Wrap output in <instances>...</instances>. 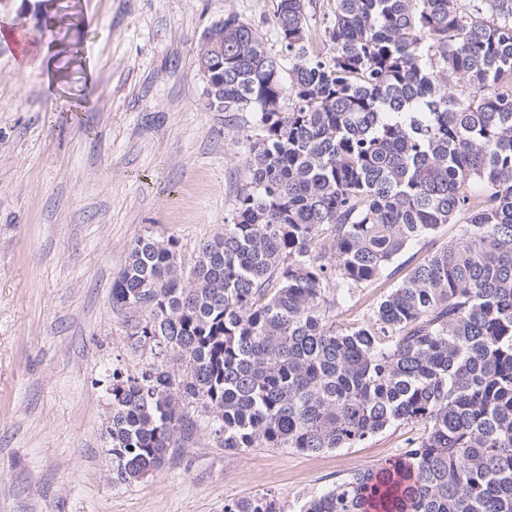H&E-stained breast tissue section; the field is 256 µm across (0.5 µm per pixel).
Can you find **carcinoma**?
I'll return each mask as SVG.
<instances>
[{"label": "carcinoma", "instance_id": "1", "mask_svg": "<svg viewBox=\"0 0 512 512\" xmlns=\"http://www.w3.org/2000/svg\"><path fill=\"white\" fill-rule=\"evenodd\" d=\"M273 23L280 54L233 13L195 51L206 97L244 120L224 231L188 268L148 231L113 280L149 361L112 372V480L189 447L195 406L228 452L418 430L299 512H512V0H335L315 38L305 0H275ZM224 512L281 508L261 495ZM456 234L457 226L450 224L440 229L432 238L426 239V241L422 242L420 245L408 249L392 266V268L406 261L408 257L414 255L415 261L412 264L404 266L396 276L392 277L378 288H361L350 302L349 305H351V307L349 311L343 312L337 317L335 316V321L337 323L347 324L356 318H361L380 300V297L388 291L390 286L397 281H400L408 273L410 268L416 262L423 258L428 252L440 248L444 243L456 236Z\"/></svg>", "mask_w": 512, "mask_h": 512}]
</instances>
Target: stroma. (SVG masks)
Returning a JSON list of instances; mask_svg holds the SVG:
<instances>
[{
    "label": "stroma",
    "mask_w": 512,
    "mask_h": 512,
    "mask_svg": "<svg viewBox=\"0 0 512 512\" xmlns=\"http://www.w3.org/2000/svg\"><path fill=\"white\" fill-rule=\"evenodd\" d=\"M274 0H55L50 31L0 0L33 49L54 45L49 90L0 43V512H224L261 494L282 512L400 453L409 427L318 454L195 442L127 485L112 481L105 425L112 371L139 372L112 281L144 230L184 263L224 229L243 183L240 117L203 103L195 49L227 13L281 51ZM81 101L58 111L56 97Z\"/></svg>",
    "instance_id": "35a3bbf8"
}]
</instances>
